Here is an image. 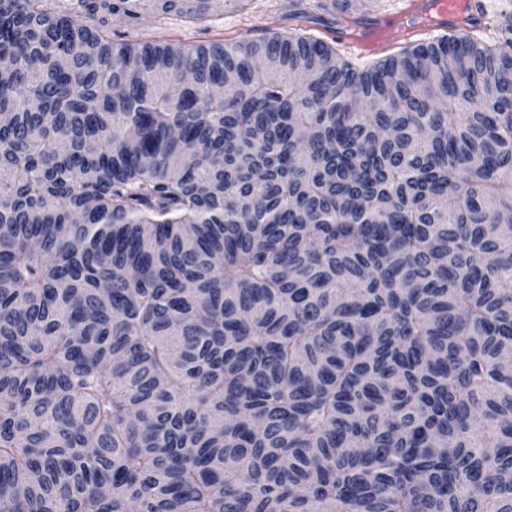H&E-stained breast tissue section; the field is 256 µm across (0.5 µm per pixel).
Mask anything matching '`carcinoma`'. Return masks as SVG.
<instances>
[{
  "instance_id": "cac0c4a2",
  "label": "carcinoma",
  "mask_w": 512,
  "mask_h": 512,
  "mask_svg": "<svg viewBox=\"0 0 512 512\" xmlns=\"http://www.w3.org/2000/svg\"><path fill=\"white\" fill-rule=\"evenodd\" d=\"M220 2L0 0V512H512V13ZM245 3L247 5L244 9L225 7L223 15L208 24L192 25L179 17L159 19L153 15L143 16L140 22L142 30L148 35H166L167 38L179 39L181 42L207 44L217 38L261 39L273 33H288L295 24L292 14L306 8L309 12L306 27L311 33L330 43L333 40L339 41V44H335L336 49L360 63L383 58L408 42V39H401L382 54L358 57L347 41L356 40L360 46H366L373 33L378 31H369L376 24L374 22L368 25L360 38L348 34L345 36L347 41H341L335 37L336 31L341 30L336 25V12L314 8V0H252ZM403 1L407 0H382L381 2H375L371 5L363 7L361 9V11L364 12V14L361 16L363 19L362 22L364 23L369 19L380 18L386 19L385 24H391L394 26L402 25L403 14L401 13V10L405 3ZM363 23L361 25H363ZM410 17V24H414L419 18L425 17L443 26L463 30L458 26L466 19L472 21L476 15L473 13L472 0H419L412 4L411 9L404 14Z\"/></svg>"
}]
</instances>
